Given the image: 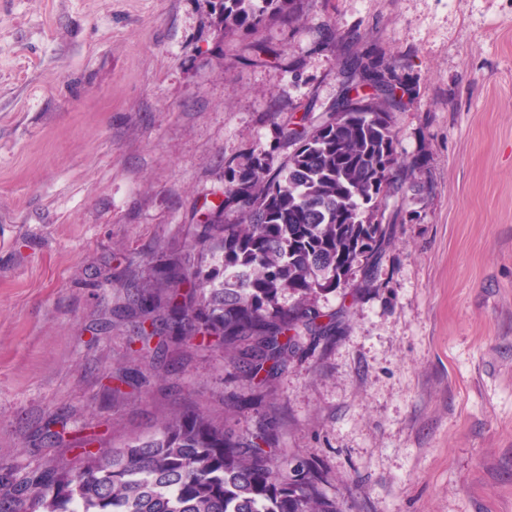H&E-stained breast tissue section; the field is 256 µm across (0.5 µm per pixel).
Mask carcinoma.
<instances>
[{
  "label": "carcinoma",
  "mask_w": 512,
  "mask_h": 512,
  "mask_svg": "<svg viewBox=\"0 0 512 512\" xmlns=\"http://www.w3.org/2000/svg\"><path fill=\"white\" fill-rule=\"evenodd\" d=\"M217 40L252 32L271 13L304 18L302 0H220ZM342 89L320 116L307 108L279 127L287 159L253 155L224 165L219 201L192 218L191 248L224 253V269L174 258L136 287L132 300L145 350L159 336L184 345L198 337L257 390L270 389L300 332L328 336L315 298L347 285L360 263L394 244L403 217L390 200L425 188L426 159L403 157L391 114L412 88L372 51L340 63ZM294 297L289 306L282 294ZM271 424L237 440L203 408L170 413L151 436L79 453L80 465L40 469L22 487L0 479V512L23 500L28 512H337L313 467L276 454Z\"/></svg>",
  "instance_id": "1"
}]
</instances>
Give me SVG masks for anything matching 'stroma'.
<instances>
[{"label":"stroma","instance_id":"obj_1","mask_svg":"<svg viewBox=\"0 0 512 512\" xmlns=\"http://www.w3.org/2000/svg\"><path fill=\"white\" fill-rule=\"evenodd\" d=\"M291 28L215 41L214 0H0V470L73 462L76 439L153 434L200 406L274 423L340 512H512V0H306ZM339 42L325 47L329 32ZM418 95L398 150L428 158L371 288L319 295L333 336L295 339L245 400L218 349L135 359L132 286L184 256L224 163L341 90L350 47ZM60 445L37 443L43 427Z\"/></svg>","mask_w":512,"mask_h":512}]
</instances>
